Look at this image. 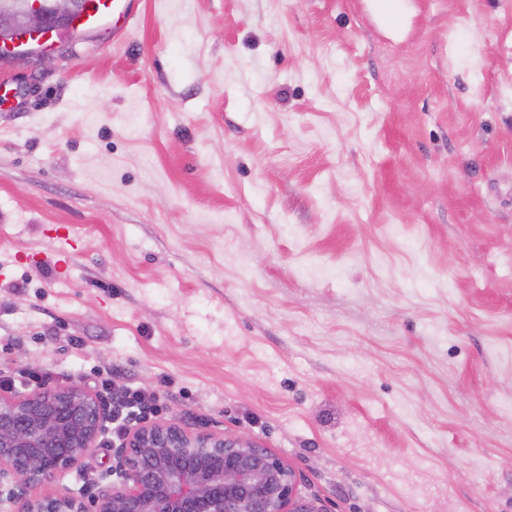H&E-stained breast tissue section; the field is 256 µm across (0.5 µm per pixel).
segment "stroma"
Returning a JSON list of instances; mask_svg holds the SVG:
<instances>
[{
  "instance_id": "35a3bbf8",
  "label": "stroma",
  "mask_w": 512,
  "mask_h": 512,
  "mask_svg": "<svg viewBox=\"0 0 512 512\" xmlns=\"http://www.w3.org/2000/svg\"><path fill=\"white\" fill-rule=\"evenodd\" d=\"M139 2L0 60V380L162 393L327 512H512V0Z\"/></svg>"
}]
</instances>
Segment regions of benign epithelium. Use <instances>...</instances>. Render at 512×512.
<instances>
[{"instance_id": "7a95c632", "label": "benign epithelium", "mask_w": 512, "mask_h": 512, "mask_svg": "<svg viewBox=\"0 0 512 512\" xmlns=\"http://www.w3.org/2000/svg\"><path fill=\"white\" fill-rule=\"evenodd\" d=\"M80 0H0V37L39 30L48 10ZM111 413L78 385L0 393V507L5 512H326L298 492L300 476L252 439L176 422L141 424L113 445L112 465L86 499L57 487L96 447Z\"/></svg>"}]
</instances>
